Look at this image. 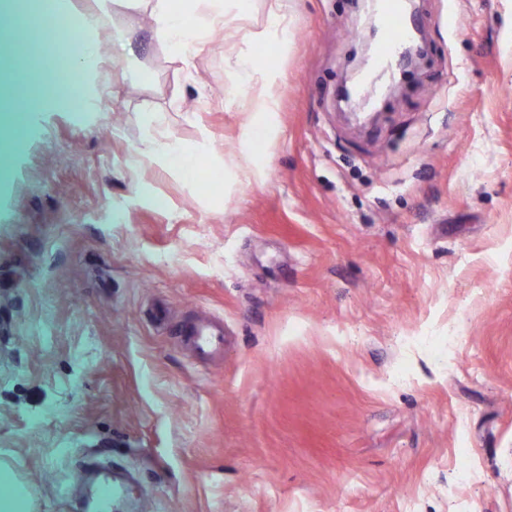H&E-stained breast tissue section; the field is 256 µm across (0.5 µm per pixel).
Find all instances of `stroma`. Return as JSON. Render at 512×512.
Wrapping results in <instances>:
<instances>
[{
    "label": "stroma",
    "mask_w": 512,
    "mask_h": 512,
    "mask_svg": "<svg viewBox=\"0 0 512 512\" xmlns=\"http://www.w3.org/2000/svg\"><path fill=\"white\" fill-rule=\"evenodd\" d=\"M283 3L246 186L224 56L265 0H224L190 74L115 17L144 80L100 55L85 112L53 104L39 0H0V463L31 512H87L97 466L132 480L112 512H512V0H415L426 56L366 126L336 97L364 0ZM147 110L223 191L140 155ZM201 311L208 366L176 334ZM183 336L189 341L200 359L219 355L224 349V323L213 318H200L188 323Z\"/></svg>",
    "instance_id": "1"
}]
</instances>
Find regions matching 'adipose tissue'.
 <instances>
[{
	"mask_svg": "<svg viewBox=\"0 0 512 512\" xmlns=\"http://www.w3.org/2000/svg\"><path fill=\"white\" fill-rule=\"evenodd\" d=\"M127 9L144 10L154 21V36L162 43L173 61L182 70L191 71L195 60L209 48V34L223 30L224 0H116ZM61 19L67 32L82 35L83 41L75 58L74 66L83 71L93 70L98 64V50L94 40L97 30L104 22L101 11L73 12L67 0H48L43 14L28 18L31 28H38L44 16ZM286 16L282 0H266V22L251 30L243 38L242 49L231 51L226 59L237 75L239 82L249 89L248 106L261 115L272 112L276 100L271 86L261 70L253 63V51L267 43L273 30L286 28ZM147 135L142 142L144 156L164 162L172 168H183L188 164H208L213 151L208 143L188 145L171 141L158 128L156 112L143 114Z\"/></svg>",
	"mask_w": 512,
	"mask_h": 512,
	"instance_id": "1",
	"label": "adipose tissue"
}]
</instances>
